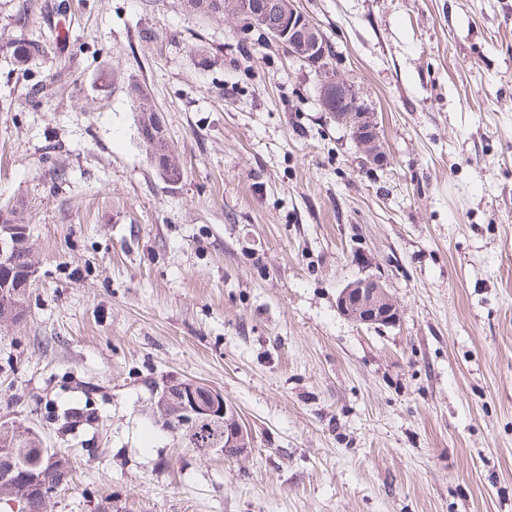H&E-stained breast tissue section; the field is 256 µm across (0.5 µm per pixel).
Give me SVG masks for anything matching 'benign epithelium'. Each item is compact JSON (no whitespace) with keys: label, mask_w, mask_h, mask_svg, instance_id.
I'll return each instance as SVG.
<instances>
[{"label":"benign epithelium","mask_w":512,"mask_h":512,"mask_svg":"<svg viewBox=\"0 0 512 512\" xmlns=\"http://www.w3.org/2000/svg\"><path fill=\"white\" fill-rule=\"evenodd\" d=\"M254 21L263 26L268 37L279 43L288 40V54L297 57L324 73L325 43L320 30L313 25L295 5L288 0V17L280 15L278 0H265V5L253 14ZM319 99L325 110L331 111L336 121L348 128L353 140L365 149L370 158L378 163L386 161V153L380 138L377 115L360 105L353 85L340 77H324L319 87ZM353 102V107L342 109L329 107L331 103ZM27 229L20 224H5L0 220V296L16 298L22 288L12 283L11 267L16 251L23 246ZM337 309L356 325L375 327L392 326L401 319L400 307L395 303L386 286L376 278H364L350 282L341 290L336 301ZM157 398L153 412L165 428L177 423L182 427L201 420L224 423V456L241 458L251 454L252 434L241 421L232 403L224 393L206 383L175 377H167L156 386ZM24 435L9 428L0 436V461L11 458V448ZM56 485L41 486L40 501L30 502L28 494L11 501L14 509L44 512L49 494Z\"/></svg>","instance_id":"1"}]
</instances>
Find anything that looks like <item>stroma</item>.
Here are the masks:
<instances>
[{"instance_id": "35a3bbf8", "label": "stroma", "mask_w": 512, "mask_h": 512, "mask_svg": "<svg viewBox=\"0 0 512 512\" xmlns=\"http://www.w3.org/2000/svg\"><path fill=\"white\" fill-rule=\"evenodd\" d=\"M297 4L386 162L223 13L0 0V204L38 270L0 325V423L72 463L49 512H512V0ZM367 277L396 325L338 311ZM170 376L222 390L252 453L180 447ZM130 95L132 98V103L135 112H137V121H138V131L141 127V124L143 127H145V124L147 123L142 122L143 118H146V116H149L148 122L151 124V120L153 119V115L158 112L154 106L151 104L150 99L145 92L143 88H141L137 84H133L130 86ZM141 141L145 144L146 149L149 150L150 160L154 163L158 171L165 170L168 168L166 175L167 177H176L181 174V161L179 154L169 155L166 153V142L168 139L163 130V137L156 138L154 136L144 135L140 136Z\"/></svg>"}]
</instances>
